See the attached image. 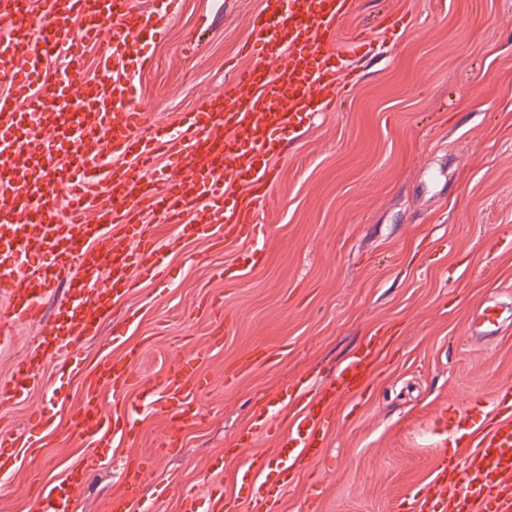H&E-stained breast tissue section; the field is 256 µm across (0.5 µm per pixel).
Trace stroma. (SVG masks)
<instances>
[{"label": "stroma", "instance_id": "obj_1", "mask_svg": "<svg viewBox=\"0 0 512 512\" xmlns=\"http://www.w3.org/2000/svg\"><path fill=\"white\" fill-rule=\"evenodd\" d=\"M261 5L181 0L136 76L151 132L247 65L242 46ZM359 30L377 48L350 58L347 96L280 143L279 179L255 212L263 263L228 281L223 270L244 261L245 244L163 252L167 281L143 282L78 344L80 372L48 368L25 400L0 408V429L34 441L0 484V512H33L39 484L85 463L77 512H112L130 458L143 464L136 512H181L183 488L264 512L242 463L277 467L274 435L296 419L297 391L321 392L380 330L389 340L374 376L339 402L323 457L295 466L275 512H407L439 458L468 451L469 428L512 386V0H356L340 37ZM491 301L503 321L483 338L472 319ZM130 347L144 351L137 381L205 349L209 388L177 446L159 452L168 421L144 406L101 458L62 432L82 372ZM253 351L264 359L225 381ZM39 409L48 422L38 428ZM263 415L267 427H256Z\"/></svg>", "mask_w": 512, "mask_h": 512}]
</instances>
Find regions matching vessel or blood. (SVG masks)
Returning <instances> with one entry per match:
<instances>
[{"label":"vessel or blood","instance_id":"vessel-or-blood-1","mask_svg":"<svg viewBox=\"0 0 512 512\" xmlns=\"http://www.w3.org/2000/svg\"><path fill=\"white\" fill-rule=\"evenodd\" d=\"M174 0L151 13L131 0H0V72L12 93L0 95V345L13 342L22 323H45L34 346L0 380V406L15 404L48 366H76V345L99 335L141 280L165 269L157 234L146 216L174 227L169 244L189 248L202 239L252 244L259 265L263 225L255 208L275 182L270 160L283 136L293 133L314 107L334 104L348 86L339 66L338 33L354 0H263L247 43L249 65L222 94L183 113L169 132L148 135L145 108L137 106L135 74L149 40L160 35ZM101 47L98 74H84L83 48ZM64 65L43 69L45 57ZM180 172L162 188L147 173L158 156ZM245 185L248 195L229 200L226 187ZM194 222H186V214ZM66 284L68 304L45 322L44 300ZM494 305L480 309L475 326L491 336L500 328ZM381 354L367 346L341 365L317 401H309L289 432L277 435L281 473L294 458L322 456L332 418L330 404L358 395ZM138 349L98 360L85 375L83 398L70 431L108 454L116 429L102 387L122 399V413L139 400L127 398ZM209 386L199 371L175 368L140 382V398L179 422ZM452 472L446 512H512V393L502 392L474 449L464 461L440 462ZM86 469L40 487L34 512H75ZM144 483L138 466H125L120 512H133Z\"/></svg>","mask_w":512,"mask_h":512}]
</instances>
